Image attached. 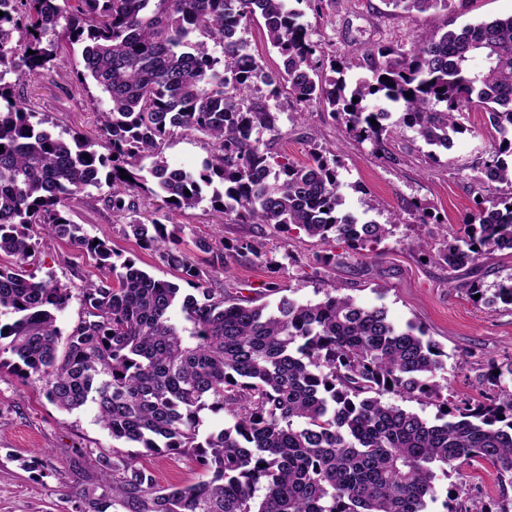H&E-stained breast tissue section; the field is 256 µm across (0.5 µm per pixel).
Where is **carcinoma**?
Segmentation results:
<instances>
[{
    "label": "carcinoma",
    "instance_id": "obj_1",
    "mask_svg": "<svg viewBox=\"0 0 512 512\" xmlns=\"http://www.w3.org/2000/svg\"><path fill=\"white\" fill-rule=\"evenodd\" d=\"M467 0H387L437 15ZM325 0H0V370L41 382L65 412L93 406L114 441L139 449L101 452L100 484L76 492L75 512H428L436 470L477 458L501 483L496 508L469 497L459 512H512V357L486 374L491 393L448 409L438 380L444 353L415 323L398 327L382 306L366 307L330 282L323 298L289 296L252 306L204 287V270L178 247L175 231L143 215L152 198L165 219L194 209L204 189L235 224L295 225L349 252L316 257L328 267L391 234L392 224L359 222L341 210L338 161L313 148L293 161L264 138L277 127L271 102L285 97L298 117L318 104L349 138L385 150L390 109L429 146L448 148L470 112L485 109L500 139L484 162L490 206L461 218L430 260L479 265L512 250V15L435 32L367 55L370 75L355 82L298 23L300 5ZM262 20L282 68L269 72L246 38ZM80 58L60 55V39ZM65 66L77 87L101 92L100 136H55L47 116L17 86ZM266 93L257 94L259 85ZM377 124H371V120ZM210 139L201 169L170 165L161 144L175 133ZM149 157L151 167L138 161ZM125 170L129 178L120 177ZM104 192L125 233L181 270L193 292L157 279L120 255L109 239L83 232L69 211ZM67 239L105 275L77 287L79 320L58 314L72 287L26 270L40 234ZM264 243L201 240L214 264ZM488 306L512 307V275L493 291L472 285ZM432 401L429 421L390 401ZM223 412L233 425L199 440V413ZM190 457L198 480L164 488L137 459Z\"/></svg>",
    "mask_w": 512,
    "mask_h": 512
}]
</instances>
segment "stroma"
Masks as SVG:
<instances>
[{"instance_id": "35a3bbf8", "label": "stroma", "mask_w": 512, "mask_h": 512, "mask_svg": "<svg viewBox=\"0 0 512 512\" xmlns=\"http://www.w3.org/2000/svg\"><path fill=\"white\" fill-rule=\"evenodd\" d=\"M512 15V0H468L465 7L449 11L448 22L460 28L482 20ZM327 58L345 67L354 81L367 76V49L409 43L430 34L434 19L416 11L394 12L385 0H337L323 14L304 11L300 18ZM41 112L60 129H76L87 136L97 133V116L86 93L75 91L71 78L58 69L44 70L27 86ZM389 119L394 135L386 150L370 142L345 137L329 113L310 108L298 118L288 100L278 107L276 148L297 162L307 161L313 147L335 151L343 210L359 221L383 224L401 215L392 234L374 250L327 268L318 267L319 245L293 226L234 224L209 202L176 216L179 247L206 273L208 287L256 305L276 302L284 294L299 301L317 300V288L330 282L365 306L385 307L397 325L421 324L445 352L441 376L451 404L460 406L482 400L488 390L484 379L489 365L512 356V309L493 308L469 293L471 282L490 288L512 274V251H497L484 258L478 269H453L422 259V246L439 245L455 230L461 217L481 197V163L498 140L485 112L470 113L467 132L456 135L448 149L430 150L399 121ZM170 164L189 170L201 168L209 155L206 136L188 132L171 137L163 147ZM399 163L389 161V154ZM73 223L88 235H107L112 249L156 278L181 283L180 270L167 265L159 253L144 249L124 232V223L113 216L101 193L74 206ZM258 237L265 245L262 259H242L223 269L198 250V239L229 241ZM31 269L37 277L53 276L60 283L77 285L101 275L94 260L68 241L42 237ZM277 292H270L269 284ZM114 442L94 421L91 408L60 412L49 403L38 385L22 382L9 370H0V512H75L74 492L97 480L93 458H78L77 449L112 450ZM159 485H188L198 479L191 459L180 455L141 458ZM433 512H453L467 495L484 501L498 500L500 483L483 461L464 466L461 472L438 474Z\"/></svg>"}]
</instances>
